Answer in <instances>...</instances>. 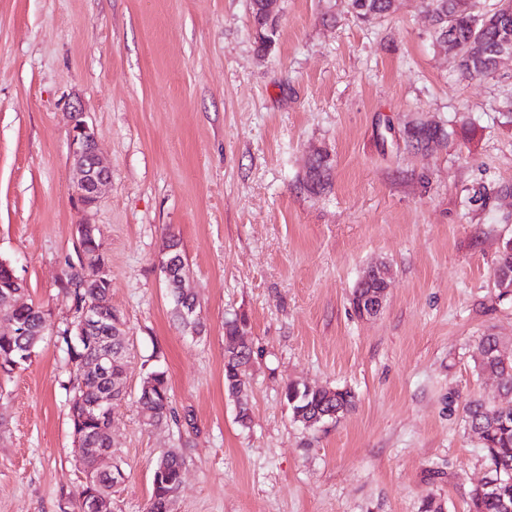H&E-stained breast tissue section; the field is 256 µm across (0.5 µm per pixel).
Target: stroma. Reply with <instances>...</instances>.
<instances>
[{"instance_id":"1","label":"stroma","mask_w":512,"mask_h":512,"mask_svg":"<svg viewBox=\"0 0 512 512\" xmlns=\"http://www.w3.org/2000/svg\"><path fill=\"white\" fill-rule=\"evenodd\" d=\"M82 108L110 178L84 208L70 140ZM414 119L447 143L408 147ZM331 185L307 191L310 156ZM99 230L131 360L112 423L125 480L112 512H146L152 462L185 456L175 512H469L487 474L464 422L499 395L482 336L512 354V298L493 284L512 239V60L462 77L430 38L424 0L355 20L347 0H280L256 48L249 0H0V260L48 331L0 372V512H78L69 420L73 318L59 286L78 227ZM177 240L201 334L173 317L162 263ZM393 271L363 318L362 272ZM253 349L250 419L224 391V323ZM167 374L183 425L145 427L144 377ZM350 388L354 408L308 429L287 383Z\"/></svg>"}]
</instances>
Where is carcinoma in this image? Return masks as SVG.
<instances>
[{
  "instance_id": "carcinoma-1",
  "label": "carcinoma",
  "mask_w": 512,
  "mask_h": 512,
  "mask_svg": "<svg viewBox=\"0 0 512 512\" xmlns=\"http://www.w3.org/2000/svg\"><path fill=\"white\" fill-rule=\"evenodd\" d=\"M427 7L433 14L435 25L431 29L433 45L441 51L448 50V42L460 50L458 69L464 76L487 77L495 72L498 62V48L512 38V0H499V6L489 12L479 9L478 0H471L469 8L459 7V0H427ZM256 32L257 49L266 52L274 42L277 19L267 21L263 0H250ZM348 8L360 21L370 22L389 16L395 9L394 0H348ZM449 133L439 125L433 129L416 125L408 133L410 147L426 149L431 141L443 144ZM330 156L321 153L315 156L306 169L303 185L308 190L319 192L330 184ZM79 268L71 269L60 287L72 290L75 316L60 338L64 344L70 373L69 413L74 438L89 448L109 447L108 433L99 417L85 411L107 396L111 400L112 413L125 400L126 391L121 389L128 359V344L122 329L123 323L117 313H112V323L103 326L90 325L81 339L75 338V328L85 309L110 292L112 281L104 271L105 262L97 227L87 230L80 241ZM168 256L172 264V277L167 281L174 301V315L180 323L199 333L202 325L197 314L194 295L183 288L187 278L184 259L178 251V242L168 245ZM17 289L12 287L7 269L0 268V318L16 325L17 335H0V370L10 373L26 364L43 341L46 319L41 308L34 303L11 305ZM245 319L235 318L224 323V387L229 396L240 402L238 422L246 424L250 419V404L245 395L248 387L247 365L252 360V349L239 342V324ZM502 343L496 336L481 339L477 347L475 366L481 371L496 374L505 392L501 404L489 405L482 400H471L465 408V418L471 431L478 436L488 462V479L478 486L471 496L470 512H512V356L502 359ZM110 355L112 379L95 372L85 371L93 364L99 353ZM343 400L339 415H344L353 406L354 395L347 389L336 391L330 388L299 386L290 383L285 387L284 397L288 402L292 418L302 422L325 413L336 411V397ZM138 403L142 409L143 423L158 426L176 419L170 405V387L165 371L154 369L148 373L141 385ZM185 465L184 455L179 448L161 452L153 470H164L170 481L152 484L148 512H167V504L176 498L179 489V475ZM85 475V482L79 498L99 495L112 498L114 479L112 472L122 473L123 469L117 451H112V471L95 468L94 458L87 457L79 464Z\"/></svg>"
}]
</instances>
